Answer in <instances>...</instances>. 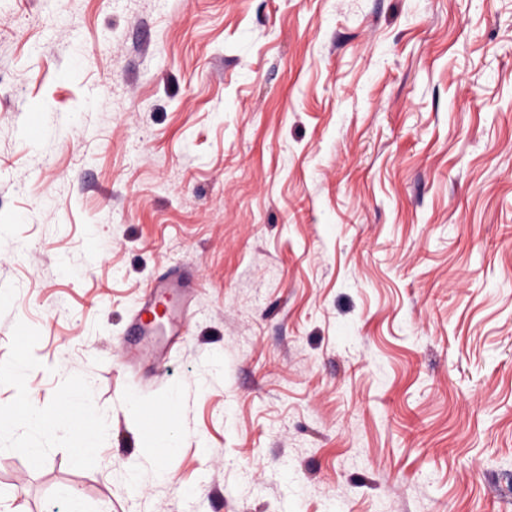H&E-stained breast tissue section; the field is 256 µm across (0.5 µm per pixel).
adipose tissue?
<instances>
[{
  "label": "adipose tissue",
  "mask_w": 512,
  "mask_h": 512,
  "mask_svg": "<svg viewBox=\"0 0 512 512\" xmlns=\"http://www.w3.org/2000/svg\"><path fill=\"white\" fill-rule=\"evenodd\" d=\"M32 425L40 431L61 427L79 421L83 427L80 432V444L73 451L75 461H83L96 452L98 440L103 430V422L92 408L86 394L78 393L62 401L55 414L48 415L41 411H33L29 417Z\"/></svg>",
  "instance_id": "ef3b65f1"
}]
</instances>
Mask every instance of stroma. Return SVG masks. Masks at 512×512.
<instances>
[{
    "label": "stroma",
    "mask_w": 512,
    "mask_h": 512,
    "mask_svg": "<svg viewBox=\"0 0 512 512\" xmlns=\"http://www.w3.org/2000/svg\"><path fill=\"white\" fill-rule=\"evenodd\" d=\"M0 413V512H512V0H0ZM148 288L138 309L129 319L128 336H150L151 331L158 328L149 318L154 313L157 300L164 296H173L186 301L190 290L195 288V284L190 277L184 274H174L156 281ZM29 421L40 431L56 426H66L69 422H84L85 425L79 435L80 445L78 448H73V456L76 462H81L87 456L96 452L98 440L103 430L102 419L92 408L86 394L82 392L62 401L53 415L34 410L30 414Z\"/></svg>",
    "instance_id": "1"
}]
</instances>
